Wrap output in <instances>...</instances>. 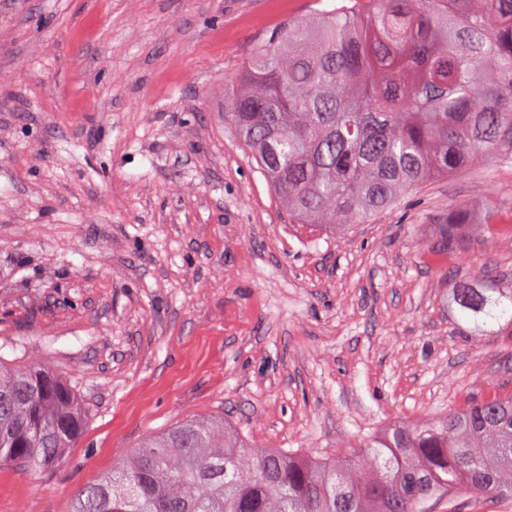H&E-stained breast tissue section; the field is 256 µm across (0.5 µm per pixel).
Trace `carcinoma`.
Wrapping results in <instances>:
<instances>
[{"instance_id":"1","label":"carcinoma","mask_w":512,"mask_h":512,"mask_svg":"<svg viewBox=\"0 0 512 512\" xmlns=\"http://www.w3.org/2000/svg\"><path fill=\"white\" fill-rule=\"evenodd\" d=\"M224 120L299 224H364L403 195L479 160L512 165V0H349L290 18L253 48ZM512 198L448 209L438 249L496 237ZM465 314L497 319L512 289L479 270L453 289ZM86 407L59 374L0 363V464L60 466ZM339 463L249 448L224 424L189 420L145 440L72 512H423L461 492L512 495V395L370 439Z\"/></svg>"}]
</instances>
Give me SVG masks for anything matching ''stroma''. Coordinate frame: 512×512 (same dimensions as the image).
Instances as JSON below:
<instances>
[{"instance_id": "obj_1", "label": "stroma", "mask_w": 512, "mask_h": 512, "mask_svg": "<svg viewBox=\"0 0 512 512\" xmlns=\"http://www.w3.org/2000/svg\"><path fill=\"white\" fill-rule=\"evenodd\" d=\"M337 0H0V362L86 405L66 461L0 465V512H71L148 436L224 420L256 448L348 458L396 422L512 394V322L452 285L512 250L436 253L479 162L331 235L288 221L224 120L253 45Z\"/></svg>"}]
</instances>
